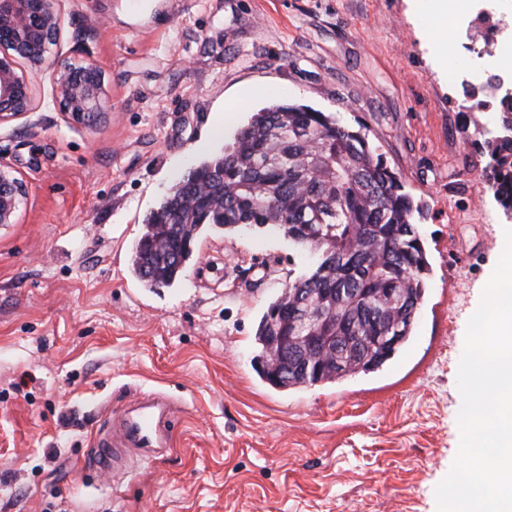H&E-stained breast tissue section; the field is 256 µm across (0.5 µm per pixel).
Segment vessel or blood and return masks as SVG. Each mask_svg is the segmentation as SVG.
Wrapping results in <instances>:
<instances>
[{"label": "vessel or blood", "instance_id": "b4317fda", "mask_svg": "<svg viewBox=\"0 0 512 512\" xmlns=\"http://www.w3.org/2000/svg\"><path fill=\"white\" fill-rule=\"evenodd\" d=\"M175 411L166 396L136 393L111 410L90 450L92 467L117 474L127 470L131 451L150 458L171 447Z\"/></svg>", "mask_w": 512, "mask_h": 512}]
</instances>
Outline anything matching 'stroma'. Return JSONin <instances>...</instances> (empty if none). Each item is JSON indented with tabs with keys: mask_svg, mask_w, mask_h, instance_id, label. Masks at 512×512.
I'll list each match as a JSON object with an SVG mask.
<instances>
[{
	"mask_svg": "<svg viewBox=\"0 0 512 512\" xmlns=\"http://www.w3.org/2000/svg\"><path fill=\"white\" fill-rule=\"evenodd\" d=\"M51 56L104 74L105 114L68 122L53 67L33 110L0 124V164L27 186L0 228V512H438L460 443L467 324L512 228L465 108L483 26L433 35L421 0H57ZM448 61H441V48ZM242 106H235V99ZM296 102L365 124L425 203L427 291L380 370L278 389L255 332L313 256L272 227L209 232L173 285L130 275L144 218L252 113ZM159 391L172 448L123 479L85 462L105 405Z\"/></svg>",
	"mask_w": 512,
	"mask_h": 512,
	"instance_id": "stroma-1",
	"label": "stroma"
}]
</instances>
